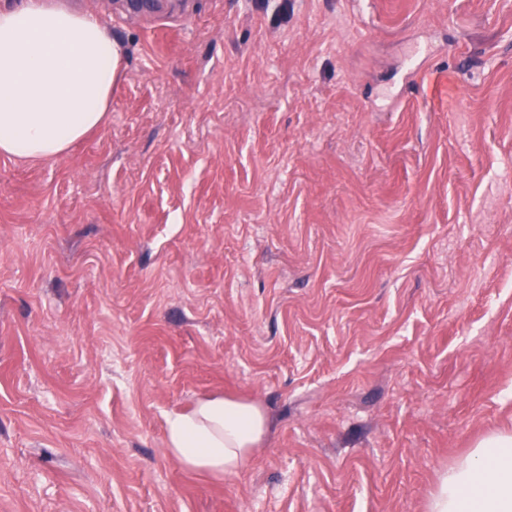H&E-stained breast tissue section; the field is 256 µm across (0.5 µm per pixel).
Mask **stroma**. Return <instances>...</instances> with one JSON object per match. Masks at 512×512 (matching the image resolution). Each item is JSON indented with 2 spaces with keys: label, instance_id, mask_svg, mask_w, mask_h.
<instances>
[{
  "label": "stroma",
  "instance_id": "obj_1",
  "mask_svg": "<svg viewBox=\"0 0 512 512\" xmlns=\"http://www.w3.org/2000/svg\"><path fill=\"white\" fill-rule=\"evenodd\" d=\"M80 2L105 123L0 156V512H427L512 431V0ZM215 396L221 481L165 446ZM268 429L269 418L261 407L209 397L198 400L189 412L168 414L166 447L187 470L224 479L246 465Z\"/></svg>",
  "mask_w": 512,
  "mask_h": 512
}]
</instances>
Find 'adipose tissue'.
I'll use <instances>...</instances> for the list:
<instances>
[{"label":"adipose tissue","mask_w":512,"mask_h":512,"mask_svg":"<svg viewBox=\"0 0 512 512\" xmlns=\"http://www.w3.org/2000/svg\"><path fill=\"white\" fill-rule=\"evenodd\" d=\"M123 68L120 43L94 13L63 0L0 8V156L65 153L102 125ZM268 429L261 407L209 397L168 414L166 447L187 470L221 479L246 465ZM428 512H512V434L478 441L440 477Z\"/></svg>","instance_id":"obj_1"}]
</instances>
